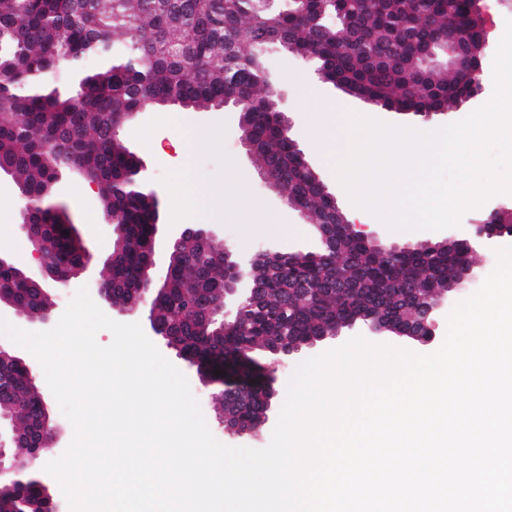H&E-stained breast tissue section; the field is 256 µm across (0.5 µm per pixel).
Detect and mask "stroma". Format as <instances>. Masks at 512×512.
Wrapping results in <instances>:
<instances>
[{
  "label": "stroma",
  "instance_id": "stroma-1",
  "mask_svg": "<svg viewBox=\"0 0 512 512\" xmlns=\"http://www.w3.org/2000/svg\"><path fill=\"white\" fill-rule=\"evenodd\" d=\"M480 7L487 22L489 47L485 54L481 82V95L466 103L454 106L448 112L428 118L411 113L394 112L381 109L367 99L345 93L329 83H319L321 98L328 104L331 115L330 124L342 122L344 111L352 110L370 114L380 120L413 127L435 129L442 125L458 121L479 106L486 103L493 91L492 62L498 43L505 30V22L512 18V0H480ZM266 69L276 88L283 94L282 110L288 116L294 139L304 152L318 178L326 185L335 198L340 210H347L345 193L337 182L332 165L314 145L309 143L302 134L301 117L309 110V102L301 100L291 79L292 73L314 75L316 64L305 61L277 48H270L262 53ZM177 118L188 116L197 127H217L222 131L221 139L212 148L196 152L191 160V176L197 193L202 200L199 206L187 216L176 213L170 188L178 176L177 164L171 160H163L153 152V145H161L164 151H171L172 146L165 135L162 116ZM120 136L126 146L133 151L147 166L148 186L157 193L159 222L173 227L182 223L206 224L229 243L241 245L243 251H251L265 244V236H257L248 242H241L240 230L247 223L250 215L242 204H231L225 199L214 198V191L224 189L236 175L246 177V191L252 198L260 200L271 211L285 216L288 223L294 224L295 233L288 239L277 240L276 245L283 252H312L320 247V240L315 235L309 219L289 207L285 202L284 192L267 187L259 177V165L255 156L249 155L240 139L239 114L234 110H214L184 113L176 106L159 107L138 114L124 123ZM85 181L77 173L63 175L57 187V196L63 202L76 226L86 248L93 256L89 269L79 278L72 280L69 286L61 287L54 282H47L46 287L55 304L54 318H61L70 299L80 287H87L89 293H96L105 274V263L112 252V228L106 222L101 201L97 193L80 197L78 190ZM0 200L12 204L13 213L0 212V251L16 258L23 266H32L31 247L20 233L16 213L21 202L17 194V186L12 178H0ZM497 197H490L481 207L464 212L459 226L439 231H415L397 233L388 231L370 213L363 212L356 216V223L365 225L367 233L377 239L399 246L435 244L453 236H461L471 225L481 223L492 210L499 208ZM512 245V235L494 238L484 251L478 252L474 263L475 279L464 281L451 298V303H458L474 294L483 284L485 278L497 264V248ZM163 356L185 374L193 394L198 398L203 414L212 434L222 443L233 447H249L261 449L266 447L274 429L273 423H266L254 435H230L225 433L220 423L218 410L211 399V387L205 386L196 367L179 359L174 350L163 349Z\"/></svg>",
  "mask_w": 512,
  "mask_h": 512
}]
</instances>
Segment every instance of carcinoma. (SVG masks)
I'll use <instances>...</instances> for the list:
<instances>
[{"label": "carcinoma", "instance_id": "obj_1", "mask_svg": "<svg viewBox=\"0 0 512 512\" xmlns=\"http://www.w3.org/2000/svg\"><path fill=\"white\" fill-rule=\"evenodd\" d=\"M436 38L470 53L466 73L438 70L418 79L419 54ZM488 33L469 0H288L277 10L264 0H0V175L27 192L35 218L49 225L46 250L56 273L77 267V236L56 189L66 171L92 175L103 212L124 227L128 248L107 283L116 305L140 288L156 202L134 173L136 155L112 127L158 106L215 109L237 99L251 107L245 132L263 170L284 175L288 195L304 203L327 240L319 252L283 253L258 264V291L242 326L225 337L203 330L224 289V262L207 245L191 246L156 300L157 320L173 342L231 378L260 364L261 347L286 348L310 336H334L362 312L383 311L407 322L425 303L448 294L470 265L472 252L452 246L381 255L341 231L336 202L288 141L277 99L262 79L255 50L277 45L317 63L324 81L415 115L439 112L481 91ZM253 47L247 53L245 46ZM89 57L99 68L81 73L78 88L62 93L55 78ZM14 260L0 269V297L38 315L45 300L31 294ZM298 281L314 284L307 299L284 300ZM18 426L37 435L41 400L16 383ZM237 421L251 418V400L224 406ZM35 476L0 489V507L20 512L42 499Z\"/></svg>", "mask_w": 512, "mask_h": 512}]
</instances>
